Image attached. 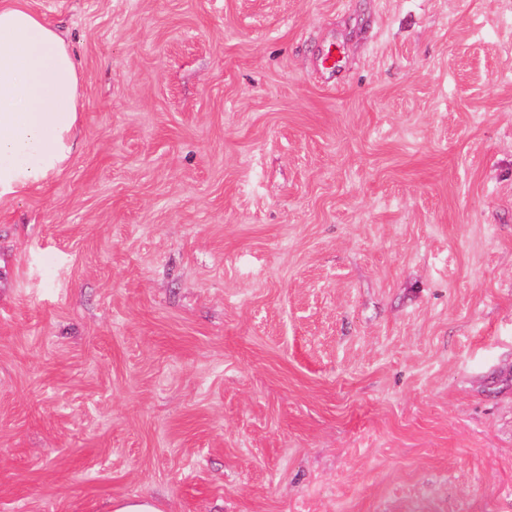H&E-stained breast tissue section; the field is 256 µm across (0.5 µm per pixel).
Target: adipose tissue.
Segmentation results:
<instances>
[{
    "mask_svg": "<svg viewBox=\"0 0 512 512\" xmlns=\"http://www.w3.org/2000/svg\"><path fill=\"white\" fill-rule=\"evenodd\" d=\"M83 108L73 45L27 0H0V202L62 171Z\"/></svg>",
    "mask_w": 512,
    "mask_h": 512,
    "instance_id": "adipose-tissue-1",
    "label": "adipose tissue"
}]
</instances>
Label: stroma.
<instances>
[{
  "label": "stroma",
  "instance_id": "1",
  "mask_svg": "<svg viewBox=\"0 0 512 512\" xmlns=\"http://www.w3.org/2000/svg\"><path fill=\"white\" fill-rule=\"evenodd\" d=\"M28 5L85 107L0 203V512H512V0Z\"/></svg>",
  "mask_w": 512,
  "mask_h": 512
}]
</instances>
